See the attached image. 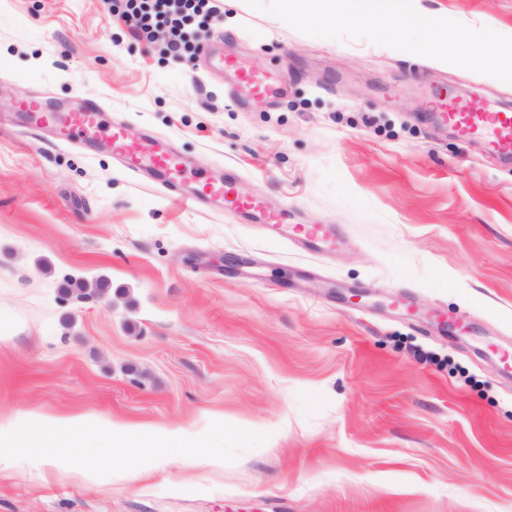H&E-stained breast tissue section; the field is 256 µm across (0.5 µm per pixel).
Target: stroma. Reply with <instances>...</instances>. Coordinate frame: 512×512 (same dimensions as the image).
<instances>
[{
  "instance_id": "1",
  "label": "stroma",
  "mask_w": 512,
  "mask_h": 512,
  "mask_svg": "<svg viewBox=\"0 0 512 512\" xmlns=\"http://www.w3.org/2000/svg\"><path fill=\"white\" fill-rule=\"evenodd\" d=\"M512 36V0H414ZM241 62L288 76L243 108L101 0H0V113L100 104L331 254L173 201L105 147L0 127V419L117 417L268 433L132 482L0 472V512H512V160L432 119L427 87L512 109V83L224 4ZM110 293L65 295L68 278Z\"/></svg>"
}]
</instances>
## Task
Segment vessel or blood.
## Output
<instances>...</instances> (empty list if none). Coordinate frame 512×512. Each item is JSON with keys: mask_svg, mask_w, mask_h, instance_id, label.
I'll return each instance as SVG.
<instances>
[{"mask_svg": "<svg viewBox=\"0 0 512 512\" xmlns=\"http://www.w3.org/2000/svg\"><path fill=\"white\" fill-rule=\"evenodd\" d=\"M212 65L220 70L233 72L234 88L246 100L275 102L285 89L286 82L275 74L258 72L242 66L237 60L220 54L213 55ZM432 110L447 122L460 137L482 140L486 148L504 159H512V112L494 110L481 100H458L434 93ZM67 140L93 141L104 137L111 141L114 151L121 155L130 171H151L157 174L170 190H186V198L201 206L212 198L222 199L227 210L243 214H259L270 231H278L287 223V212L265 211L260 199L240 194L232 177L215 182L202 171L187 168L182 160L167 152L153 140L141 143L126 140L120 125L112 123L100 106L87 103L70 112L63 120Z\"/></svg>", "mask_w": 512, "mask_h": 512, "instance_id": "1", "label": "vessel or blood"}]
</instances>
